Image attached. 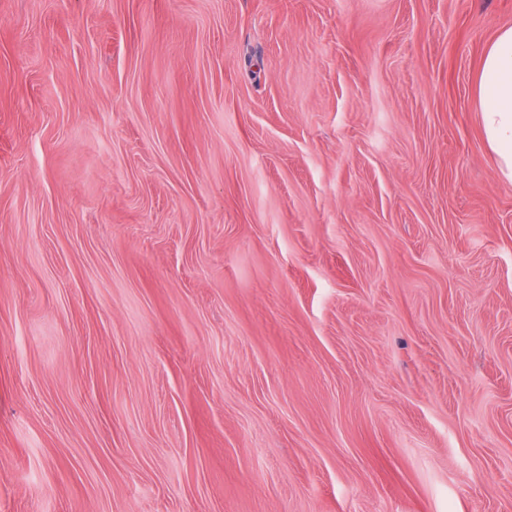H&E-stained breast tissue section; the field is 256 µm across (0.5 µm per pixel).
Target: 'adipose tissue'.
I'll list each match as a JSON object with an SVG mask.
<instances>
[{"instance_id": "obj_1", "label": "adipose tissue", "mask_w": 512, "mask_h": 512, "mask_svg": "<svg viewBox=\"0 0 512 512\" xmlns=\"http://www.w3.org/2000/svg\"><path fill=\"white\" fill-rule=\"evenodd\" d=\"M475 95L498 175L512 183V26L499 29L487 45L475 80Z\"/></svg>"}]
</instances>
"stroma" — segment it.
<instances>
[{"mask_svg": "<svg viewBox=\"0 0 512 512\" xmlns=\"http://www.w3.org/2000/svg\"><path fill=\"white\" fill-rule=\"evenodd\" d=\"M512 0H0V512H512ZM475 95L498 175L512 183V26L499 29L487 45L475 80Z\"/></svg>", "mask_w": 512, "mask_h": 512, "instance_id": "35a3bbf8", "label": "stroma"}]
</instances>
